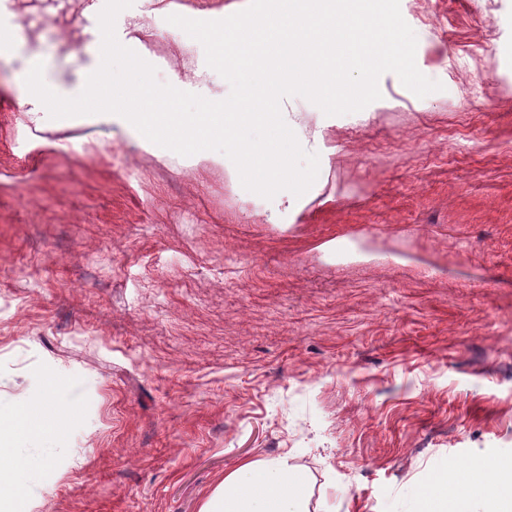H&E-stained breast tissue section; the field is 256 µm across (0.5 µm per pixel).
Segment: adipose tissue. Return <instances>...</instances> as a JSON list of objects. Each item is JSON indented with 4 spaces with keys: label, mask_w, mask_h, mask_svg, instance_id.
Here are the masks:
<instances>
[{
    "label": "adipose tissue",
    "mask_w": 512,
    "mask_h": 512,
    "mask_svg": "<svg viewBox=\"0 0 512 512\" xmlns=\"http://www.w3.org/2000/svg\"><path fill=\"white\" fill-rule=\"evenodd\" d=\"M308 501L306 477L287 460L251 462L225 477L202 512H309ZM419 512H512V466L489 479L438 475L421 490Z\"/></svg>",
    "instance_id": "obj_1"
}]
</instances>
